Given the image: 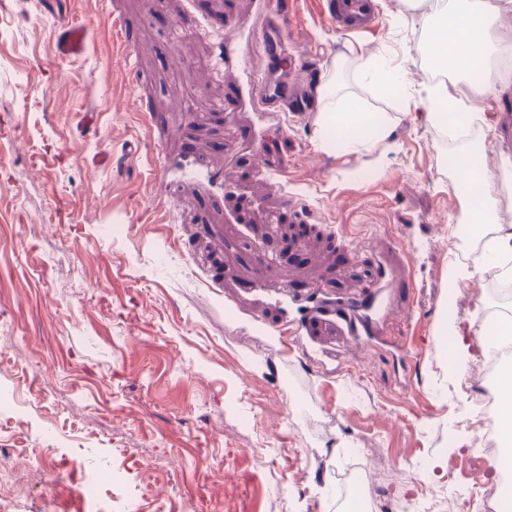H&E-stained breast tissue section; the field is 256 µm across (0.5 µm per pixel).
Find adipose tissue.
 Instances as JSON below:
<instances>
[{"mask_svg":"<svg viewBox=\"0 0 512 512\" xmlns=\"http://www.w3.org/2000/svg\"><path fill=\"white\" fill-rule=\"evenodd\" d=\"M511 10L512 0H499L497 6L489 9L482 7L479 0H443L439 9L423 16L428 36L416 44L415 51L427 59L431 68H450L460 74L468 73L474 60L486 62L490 70L485 80L471 82L469 86L472 99L505 92L512 89V36L500 32L497 18L501 12ZM343 72V59H336L317 87L322 103L317 117L321 142L345 151H375L391 140L394 123L386 113L374 110L360 96L345 90ZM452 97L450 84L436 82L423 86L419 103L425 110V121L433 126L450 123L459 129L470 127L477 117L473 107L460 105L451 116L438 111V104ZM457 175L482 207L495 208L496 201L491 195L493 178L482 155L460 150ZM488 271L512 281V224L495 225L483 259L475 269H450L448 287L456 289L458 282ZM471 329L483 353L512 346L511 316L480 314Z\"/></svg>","mask_w":512,"mask_h":512,"instance_id":"obj_1","label":"adipose tissue"}]
</instances>
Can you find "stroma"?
Returning <instances> with one entry per match:
<instances>
[{"mask_svg": "<svg viewBox=\"0 0 512 512\" xmlns=\"http://www.w3.org/2000/svg\"><path fill=\"white\" fill-rule=\"evenodd\" d=\"M40 2L0 0V383L14 390L0 448L25 458L12 512H128L132 498L139 512H343L350 473L399 495L415 490L409 467L438 486L490 480L467 399L483 358L451 376L437 334L443 314L465 327L490 300L479 275L446 293L465 203L417 105L419 15L379 0L378 30L345 37L323 0H288L293 54L316 75L361 53L404 70L398 96L351 83L397 128L346 153L320 149L315 116L242 110L223 20L252 0H68L90 31L76 60L56 57ZM479 106L503 128L494 173L512 97ZM102 152L112 165L91 168ZM289 224L310 229L302 252L266 245ZM381 265L385 343L321 359L277 340L276 306L260 322L248 310L251 283L354 295ZM96 472L112 481L97 502Z\"/></svg>", "mask_w": 512, "mask_h": 512, "instance_id": "stroma-1", "label": "stroma"}]
</instances>
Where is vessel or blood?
Listing matches in <instances>:
<instances>
[{
    "mask_svg": "<svg viewBox=\"0 0 512 512\" xmlns=\"http://www.w3.org/2000/svg\"><path fill=\"white\" fill-rule=\"evenodd\" d=\"M255 5L257 22L254 25H246L238 17L224 20L225 46L234 45L242 34L247 33L256 42L262 58V67L256 73L251 72L247 58H236L230 62L231 70L248 75L245 107L251 112L304 111L307 103L299 75L306 66L288 61L291 51L283 25L285 4L283 0H255ZM44 8L57 17L58 57L72 60L81 56L87 47L88 32L73 22L65 0H45ZM324 14L336 30L345 35L369 33L378 25L373 0H326ZM253 291L260 296L274 292L286 302L280 331L292 338L307 335L311 323L319 320L331 322L338 339L344 342L366 341L378 332L377 312L383 303L382 290L378 287L361 302L339 298L332 304L313 295L291 293L284 282L275 288L258 282L254 284Z\"/></svg>",
    "mask_w": 512,
    "mask_h": 512,
    "instance_id": "b4317fda",
    "label": "vessel or blood"
}]
</instances>
